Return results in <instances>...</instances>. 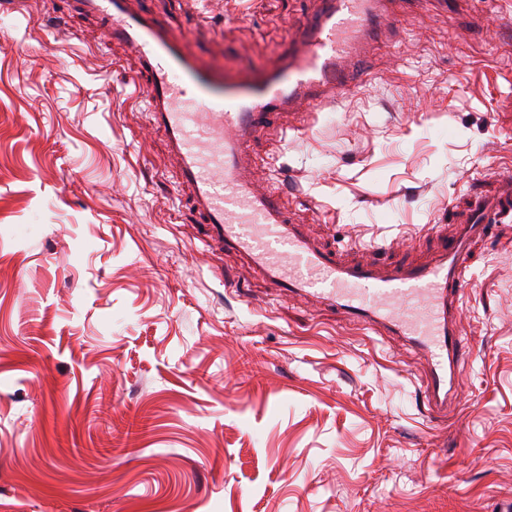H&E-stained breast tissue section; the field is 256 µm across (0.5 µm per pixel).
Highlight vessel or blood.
<instances>
[{"label": "vessel or blood", "mask_w": 512, "mask_h": 512, "mask_svg": "<svg viewBox=\"0 0 512 512\" xmlns=\"http://www.w3.org/2000/svg\"><path fill=\"white\" fill-rule=\"evenodd\" d=\"M391 0H323L293 42L285 64L250 80L197 66L187 40L168 36L127 0H79L98 16L105 39L129 46L146 76L142 98L178 161V182L192 190L205 243L241 254L277 294L312 296L375 335L406 337L429 361L428 411L447 413L465 356L458 331L469 248L488 225L512 220V172L494 174L454 236L442 237L430 262H348L312 242L295 224L274 184L260 185L249 164L253 139L274 114L332 101L375 19Z\"/></svg>", "instance_id": "vessel-or-blood-1"}]
</instances>
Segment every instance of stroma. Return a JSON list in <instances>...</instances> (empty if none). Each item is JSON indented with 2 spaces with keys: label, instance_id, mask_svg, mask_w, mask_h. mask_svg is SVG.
Here are the masks:
<instances>
[{
  "label": "stroma",
  "instance_id": "1",
  "mask_svg": "<svg viewBox=\"0 0 512 512\" xmlns=\"http://www.w3.org/2000/svg\"><path fill=\"white\" fill-rule=\"evenodd\" d=\"M198 63H283L322 0H131ZM139 63L56 0L0 5V512H512V223L470 247L472 354L426 359L207 249ZM276 167L342 258L422 263L512 168V0L385 17Z\"/></svg>",
  "mask_w": 512,
  "mask_h": 512
}]
</instances>
